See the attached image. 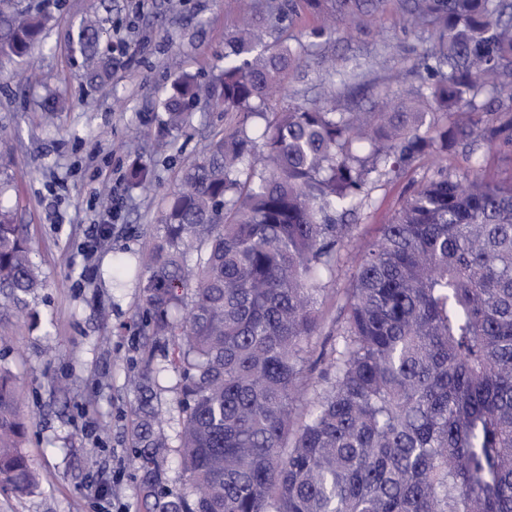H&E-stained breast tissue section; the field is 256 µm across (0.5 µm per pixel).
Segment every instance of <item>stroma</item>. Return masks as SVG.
Returning a JSON list of instances; mask_svg holds the SVG:
<instances>
[{"instance_id": "obj_1", "label": "stroma", "mask_w": 512, "mask_h": 512, "mask_svg": "<svg viewBox=\"0 0 512 512\" xmlns=\"http://www.w3.org/2000/svg\"><path fill=\"white\" fill-rule=\"evenodd\" d=\"M92 0H52L48 45L29 65L41 82L20 87L0 77V181L18 168L32 175L17 196L30 228L33 261L43 286L29 296L31 318H0V334L10 336L0 350V366L16 378L32 420L25 451L32 466L49 479L34 494H0V512H142L139 473L131 461V420L144 398L142 376L148 357L141 320L142 283L112 285L109 270L120 253H138L158 228L161 198L178 183L182 165L197 160L208 141L236 124L235 114L202 108L182 132H162L154 110L175 71L211 77L224 65L227 34L245 11L262 0H113L103 13V51L122 44L125 64L112 75L103 96L86 86L80 63L67 49L68 31ZM317 15L299 12L277 24L274 37L304 44L305 64L287 80V103L311 105L327 74L329 56L359 65V81L337 83L349 106L369 110L385 94L399 93L396 75L415 68L432 44V31L403 30L393 0L365 28L337 29L329 37H309ZM61 94L65 106L46 117L40 103L46 89ZM153 162L156 190L132 186V159ZM477 158L488 180L512 182V145L487 149L482 139L459 142L448 154V170H464ZM437 171L420 156L396 174L369 184L365 206L355 214L357 245L375 239L402 202ZM106 226L105 237L95 234Z\"/></svg>"}]
</instances>
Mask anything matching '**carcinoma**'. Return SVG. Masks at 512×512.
<instances>
[{"label":"carcinoma","mask_w":512,"mask_h":512,"mask_svg":"<svg viewBox=\"0 0 512 512\" xmlns=\"http://www.w3.org/2000/svg\"><path fill=\"white\" fill-rule=\"evenodd\" d=\"M386 0H278L247 14L206 81L178 75L160 126L181 131L203 104L240 112L180 171L157 233L112 277L143 282L144 335L180 376L178 454L187 489L166 488L170 445L159 407L135 412L134 464L144 512H512V184L474 170L436 177L349 249L368 184L418 155L441 163L480 136L483 94L512 99V0H397L405 30L435 27L421 84L372 112L271 110L297 51L267 26L302 7L357 30ZM49 14L0 0V74L43 46ZM96 6L70 37L88 83L111 88ZM129 179L147 188L151 165ZM0 184L1 310L28 311L42 284L28 225ZM355 268L336 334L323 281ZM20 387L0 367V490L22 498L42 475L22 448Z\"/></svg>","instance_id":"1"}]
</instances>
